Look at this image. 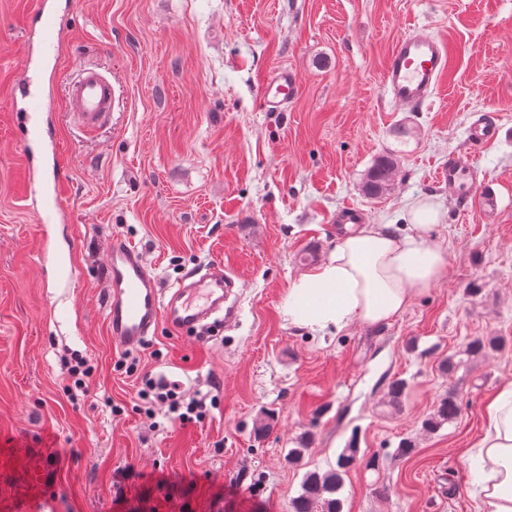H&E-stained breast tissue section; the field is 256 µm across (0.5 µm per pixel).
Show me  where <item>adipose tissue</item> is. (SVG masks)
<instances>
[{"label":"adipose tissue","instance_id":"ef3b65f1","mask_svg":"<svg viewBox=\"0 0 512 512\" xmlns=\"http://www.w3.org/2000/svg\"><path fill=\"white\" fill-rule=\"evenodd\" d=\"M438 221V211L422 203L404 230L386 224L346 230L324 264L292 283L285 321L313 333L388 323L448 273L447 253L431 236ZM483 420L466 453L477 512H512V380L487 396Z\"/></svg>","mask_w":512,"mask_h":512}]
</instances>
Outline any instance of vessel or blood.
Returning <instances> with one entry per match:
<instances>
[{"label":"vessel or blood","instance_id":"vessel-or-blood-1","mask_svg":"<svg viewBox=\"0 0 512 512\" xmlns=\"http://www.w3.org/2000/svg\"><path fill=\"white\" fill-rule=\"evenodd\" d=\"M33 14L38 24V40L42 49L58 54L62 43L63 17L49 0H37ZM450 66V52L438 37L424 29L402 35L386 57L383 69V93L391 102L415 109L422 107L436 93ZM301 81L297 74L278 68L263 80L259 94L265 108L281 110L296 98ZM68 104L80 125L87 129L100 127L112 113V85L93 68L82 69L68 85ZM501 125L494 113H485L467 130L473 147L496 141ZM447 183L448 193L461 205L476 203L486 217H494L499 197L489 186L480 193L472 187L478 179L474 166L449 157L438 173ZM38 218L51 223L64 209L62 186L53 193L40 195ZM235 282L219 262L189 271L169 294H162L158 279L137 246L113 237L106 264L104 307L107 330L113 342L123 350L143 346L159 326L172 333L185 335L208 327L211 317L222 311L233 292Z\"/></svg>","mask_w":512,"mask_h":512}]
</instances>
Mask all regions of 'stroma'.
Instances as JSON below:
<instances>
[{
	"label": "stroma",
	"mask_w": 512,
	"mask_h": 512,
	"mask_svg": "<svg viewBox=\"0 0 512 512\" xmlns=\"http://www.w3.org/2000/svg\"><path fill=\"white\" fill-rule=\"evenodd\" d=\"M31 2L0 0V512H292L305 474L349 447L342 512H477L462 454L486 397L512 379V0H75L52 109L20 122L7 90L37 86ZM414 27L452 51L419 112L381 87L386 56ZM82 66L115 96L91 132L67 108ZM283 66L301 91L265 110L258 86ZM489 110L503 134L470 148L467 129ZM35 132L40 150L22 156ZM390 154L392 189L368 196L369 168ZM452 156L499 191L495 219L450 198L437 173ZM27 161L44 187L64 182L54 223L20 190ZM419 200L441 213L432 235L447 277L378 327L284 321L302 254L328 259L344 231L338 210L402 227ZM116 235L144 250L164 288L223 261L233 322L214 336L159 327L131 351L135 371L119 368L103 309ZM476 337L497 345L461 358ZM75 357L95 369L85 394L67 372ZM146 375L204 397L205 417L170 425L167 406L138 397ZM396 380L406 387L393 406ZM450 394L457 418L426 430ZM405 440L414 450L401 457Z\"/></svg>",
	"instance_id": "35a3bbf8"
}]
</instances>
